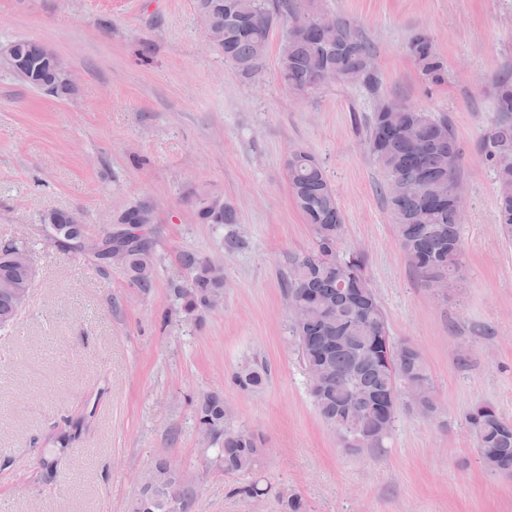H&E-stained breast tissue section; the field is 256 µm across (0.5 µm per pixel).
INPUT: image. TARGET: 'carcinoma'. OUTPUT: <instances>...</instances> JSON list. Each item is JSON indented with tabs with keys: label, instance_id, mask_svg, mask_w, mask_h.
Here are the masks:
<instances>
[{
	"label": "carcinoma",
	"instance_id": "carcinoma-1",
	"mask_svg": "<svg viewBox=\"0 0 512 512\" xmlns=\"http://www.w3.org/2000/svg\"><path fill=\"white\" fill-rule=\"evenodd\" d=\"M197 9L207 12L209 29L223 34L217 47L224 60L243 76L262 69L270 31L283 17L289 21L283 41L279 72L288 90L308 95L323 85V75L332 69L336 80L358 85L375 95L378 73L368 70L374 50L357 27L336 18L323 27L311 11L302 12L295 0H197ZM17 53L34 61L42 58L43 45L16 40ZM422 75L432 83L444 81L446 67L435 52L425 30L409 39ZM378 104L367 122L366 148L386 175L383 195L395 221L399 244L415 272L423 280H459L463 240L457 201L460 154L448 116L405 105L400 112L385 111ZM493 107L498 120L484 138L482 155L494 173L497 187L495 213L505 236L512 237V75L496 82ZM292 200L312 234L311 248L292 258L285 292L288 302L304 310L302 322L291 327L308 371L323 367L311 379L310 394L320 415L336 427L348 452L358 454L382 445L391 431L383 422L393 415L397 403L432 394L429 370L411 344H395L388 336L384 310L365 275V258L358 253L343 257L339 245L344 216L336 193L318 159L307 151L285 160ZM197 219L203 224L237 223L234 208L217 195L194 201ZM151 207L133 204L120 213L116 228L88 240L66 234V210L53 209L43 223L62 246L92 255L111 265L109 253L124 255L121 268L143 294L152 291L156 258L144 217ZM17 245L0 247V278L21 279L23 271L10 253ZM187 280L172 292L186 315L200 320L214 309L213 300L224 292L222 266L194 252L180 255ZM17 300L0 291V329L14 321ZM248 389L262 383L257 368L236 376ZM465 420L476 442L479 458L492 472L512 475V422L490 404L471 408ZM198 426L212 436L213 461L227 475H250L257 471L261 448L257 437L235 428L228 421L224 401L206 395L197 409ZM150 487L137 494L131 512H191L200 487L183 480V468L167 460L156 463ZM272 490L253 480L235 488L239 495L262 497ZM282 512H307L298 495L278 493Z\"/></svg>",
	"mask_w": 512,
	"mask_h": 512
}]
</instances>
